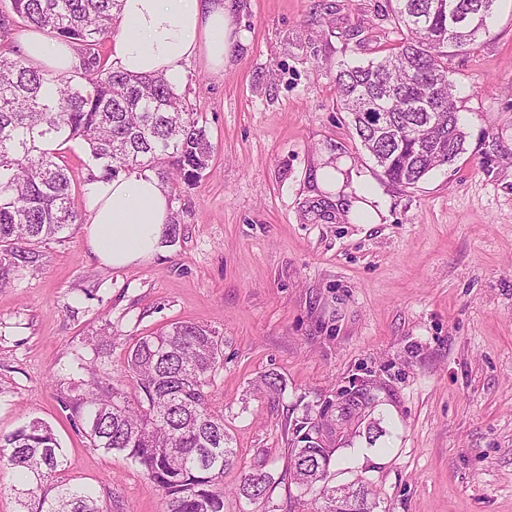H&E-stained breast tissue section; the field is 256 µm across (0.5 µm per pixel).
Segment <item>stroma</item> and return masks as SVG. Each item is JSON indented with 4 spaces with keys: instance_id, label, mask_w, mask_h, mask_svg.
I'll list each match as a JSON object with an SVG mask.
<instances>
[{
    "instance_id": "35a3bbf8",
    "label": "stroma",
    "mask_w": 512,
    "mask_h": 512,
    "mask_svg": "<svg viewBox=\"0 0 512 512\" xmlns=\"http://www.w3.org/2000/svg\"><path fill=\"white\" fill-rule=\"evenodd\" d=\"M237 4L248 38L231 67L184 65L179 90L214 152L196 185L168 186L175 242L112 269L76 224L0 288V434L42 419L102 512H164L139 467L89 448L60 397L90 375L80 360L118 378L140 337L191 322L222 341L208 393L238 455L224 512H288L294 424L355 378L381 385L385 434L338 450L334 483L365 478L377 512H512V0H496L489 34L449 49L465 150L412 188L382 176L336 101L339 62L399 44L389 0ZM63 156L88 215L85 149ZM327 157L366 176L381 223H352L316 186ZM268 373L286 383L273 402L255 393ZM261 457L273 480L249 504L233 490Z\"/></svg>"
}]
</instances>
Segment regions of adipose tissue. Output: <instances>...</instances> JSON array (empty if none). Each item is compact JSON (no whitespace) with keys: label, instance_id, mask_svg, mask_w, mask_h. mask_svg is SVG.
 <instances>
[{"label":"adipose tissue","instance_id":"1","mask_svg":"<svg viewBox=\"0 0 512 512\" xmlns=\"http://www.w3.org/2000/svg\"><path fill=\"white\" fill-rule=\"evenodd\" d=\"M23 56L53 75L80 67L74 45L27 29L16 36ZM245 34L236 18L235 0H124L121 31L112 43V62L138 76L164 74L179 83L183 65L204 60L214 71L226 68L235 44ZM317 185L347 204L350 219L381 221L370 184L351 163L321 165ZM88 250L101 265L123 268L152 259L167 247L166 224L172 214L167 187L152 173L98 180L89 187Z\"/></svg>","mask_w":512,"mask_h":512}]
</instances>
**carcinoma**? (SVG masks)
<instances>
[{
	"instance_id": "1",
	"label": "carcinoma",
	"mask_w": 512,
	"mask_h": 512,
	"mask_svg": "<svg viewBox=\"0 0 512 512\" xmlns=\"http://www.w3.org/2000/svg\"><path fill=\"white\" fill-rule=\"evenodd\" d=\"M0 11V285L38 261L34 243L54 240L76 223L71 183L61 147L82 142L86 184L154 171L187 185L200 181L214 146L185 96L163 76L137 77L108 62L100 46L115 31L120 0H9ZM469 25L448 27V0H395L392 12L406 37L378 61L342 63L336 73L341 110L351 116L363 148L393 184L409 188L464 151L448 79V48L489 32L495 0H454ZM17 27L41 30L78 46L80 81L56 76L13 52ZM223 356L216 332L188 322L171 323L141 337L127 352L125 378L75 385L60 398L76 417L91 447L116 451L135 464L164 494L165 512H224V470L237 451L224 429V412L212 407L206 387ZM130 381L131 396L124 388ZM286 390L274 373L258 392L273 400ZM376 403L368 392L353 396L347 427L336 443V403L307 412L296 427L285 475L312 495L320 512H336L329 484L338 448L383 436L381 419L361 426L358 410ZM56 435L33 419L0 435V464L20 471L19 512H101L95 492L63 474ZM260 459L235 494L255 502L272 482ZM354 512H375L373 489L356 481Z\"/></svg>"
}]
</instances>
